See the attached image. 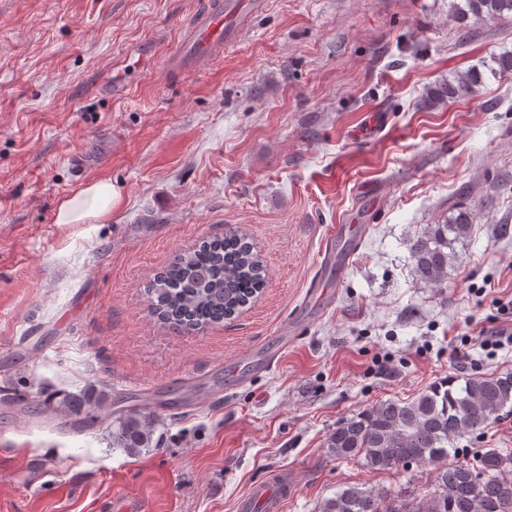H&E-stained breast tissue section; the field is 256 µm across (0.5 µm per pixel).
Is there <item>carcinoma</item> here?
<instances>
[{
  "label": "carcinoma",
  "instance_id": "1",
  "mask_svg": "<svg viewBox=\"0 0 512 512\" xmlns=\"http://www.w3.org/2000/svg\"><path fill=\"white\" fill-rule=\"evenodd\" d=\"M512 13V0H465L460 18L495 19ZM482 82L473 69L456 81L436 86L421 101L430 107L464 95ZM472 214L461 211L444 224H433L409 241L414 276L441 287L448 267L458 258L456 245L471 235ZM267 280L262 259L238 231L206 240L175 256L149 284L151 311L173 330H195L219 324L249 305ZM512 414V372L493 376L450 378L421 392L411 402L381 401L346 420L327 441L337 459L360 458L373 470L416 464L435 466V490L428 498L384 508L387 493L349 485L325 500L321 512H512V453L491 448L478 464L448 462L449 449L488 421ZM146 416L132 411L112 432V444L135 450L148 444ZM478 470L479 481L467 479Z\"/></svg>",
  "mask_w": 512,
  "mask_h": 512
}]
</instances>
